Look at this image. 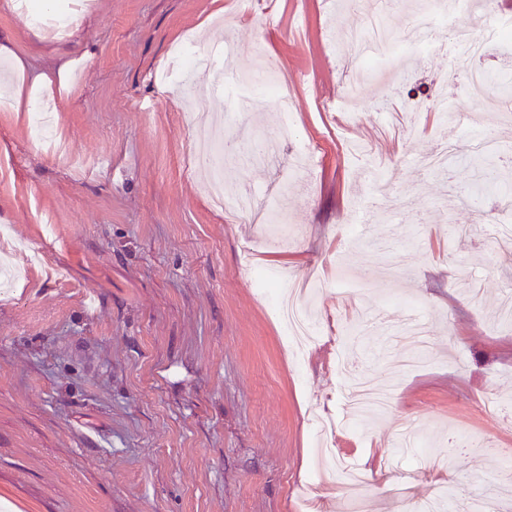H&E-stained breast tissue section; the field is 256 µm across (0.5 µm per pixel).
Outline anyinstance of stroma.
Wrapping results in <instances>:
<instances>
[{
  "label": "stroma",
  "mask_w": 512,
  "mask_h": 512,
  "mask_svg": "<svg viewBox=\"0 0 512 512\" xmlns=\"http://www.w3.org/2000/svg\"><path fill=\"white\" fill-rule=\"evenodd\" d=\"M77 0H0V226L20 275L0 296V512H347L346 486H319L317 415L369 474L373 512H482L512 499V322L497 318L512 250L504 192L475 194L456 133L446 173L418 157L441 133L436 103L512 146V121L468 95L451 51L398 60L386 79L356 72L348 41L365 23L348 0H95L70 38L33 27ZM195 36L237 73L279 57L293 83L296 137L263 161L249 142L278 127L270 103L208 129L237 149L224 194L253 192L280 228L239 223L201 192L187 100L214 98L212 69L188 85L172 50ZM54 80L36 86L32 75ZM358 111L335 110L348 81ZM44 99L66 149H41L30 108ZM393 192L401 213L375 204ZM253 264L306 279L321 335L296 366ZM427 326L426 367L403 370L399 334ZM394 401L359 430L342 421L347 373ZM422 447L396 450L401 427Z\"/></svg>",
  "instance_id": "1"
}]
</instances>
